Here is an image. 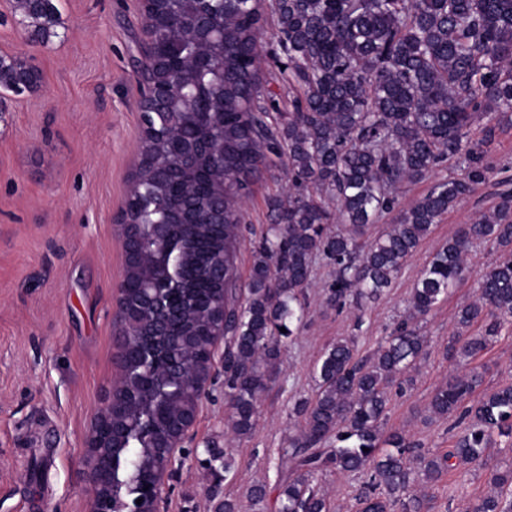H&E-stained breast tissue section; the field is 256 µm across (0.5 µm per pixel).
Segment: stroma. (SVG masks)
Instances as JSON below:
<instances>
[{"instance_id": "stroma-1", "label": "stroma", "mask_w": 512, "mask_h": 512, "mask_svg": "<svg viewBox=\"0 0 512 512\" xmlns=\"http://www.w3.org/2000/svg\"><path fill=\"white\" fill-rule=\"evenodd\" d=\"M0 0V54L31 61L41 71L34 91L0 89V512H85L90 488L83 439L103 392L117 374L114 336L117 284L123 256L114 218L124 204L140 134L142 92L140 0H55L58 35L32 41ZM260 77L266 91L287 101L280 51L271 33L260 38ZM493 128L485 182L445 215L378 300L336 310L326 302L333 270L314 267L303 328L285 341L279 381L257 406L254 434L236 448L233 472L221 484L240 512H256L252 485L274 484L281 450L294 425L296 396L311 393L314 365L330 343L355 337L361 352L375 349L407 312L413 288L431 256L460 227L488 211L500 190L512 189V125L483 114L474 138ZM283 171L255 183L243 204L246 231L236 253L247 285L251 239L268 224L266 196L287 185ZM497 256L488 242L468 255L465 278L422 322L427 354L403 395L392 397L387 425L403 429L441 455L451 446L450 420L428 419L434 389L453 360L443 350L454 316L479 294ZM487 390L512 383V324L473 361ZM224 393L203 397L180 453L161 512H214L211 478L198 451L225 440ZM490 487L482 467H458L430 487L435 512H471Z\"/></svg>"}]
</instances>
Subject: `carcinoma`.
<instances>
[{"label":"carcinoma","instance_id":"carcinoma-1","mask_svg":"<svg viewBox=\"0 0 512 512\" xmlns=\"http://www.w3.org/2000/svg\"><path fill=\"white\" fill-rule=\"evenodd\" d=\"M200 9L224 26V44L208 47L214 67L205 73L183 66L170 74L166 61L185 56L197 34L171 21L156 28L157 77L194 95L171 99L142 122L140 157L129 178L136 189L127 193L125 213L132 221L170 224L185 214L202 223L188 244L173 245L164 268L181 283L169 295L176 310L216 302L207 269L216 241L224 240V402L227 426L242 441L251 437L257 404L278 378L284 339L303 321L313 261L321 257L336 269L329 306L376 299L433 226L486 180L482 143L472 140L470 128L478 112L512 122V0H155L143 20ZM18 10L42 43L57 36L53 0H18ZM269 19L285 59L288 112L260 82L258 39ZM40 80L35 66L0 56L1 88L32 90ZM219 86L223 161L201 151L186 164L184 152L204 134L187 113L200 111ZM451 159L459 163L458 176L400 207L398 186L426 179ZM278 167L288 172V189L266 199L272 224L253 242L242 302L235 265L242 203L252 182ZM221 205L224 224L210 223ZM395 209L394 224L367 238L369 224ZM480 240L493 242L498 256L482 276L479 300L458 310L445 356L475 357L512 322V190H504L488 215L432 255L392 336L366 356L350 336L325 349L316 388L289 413L295 432L283 449L288 472L273 498L267 484L253 485V505L263 512H330L316 476L357 473L365 477L358 512H432V498L419 486L435 485L456 464H475L486 467L493 492L473 512H512V467L485 462L495 437H512V384L481 393L484 373L473 369L435 388L429 415L468 422L442 456L403 429L385 430L393 389L411 383L408 372L426 355L429 340L418 320L463 279L465 255ZM184 331L193 333L194 364L208 367L215 355L207 321L183 313L172 332ZM145 340L134 337L125 357L138 372ZM169 389L177 400L153 397L147 378L134 389L141 411L154 418L155 437L132 425L127 400L116 405L126 431L112 443L114 512H129L139 487L164 461L157 437L181 408L199 400L183 381ZM204 453L214 477L232 472L236 449Z\"/></svg>","mask_w":512,"mask_h":512}]
</instances>
